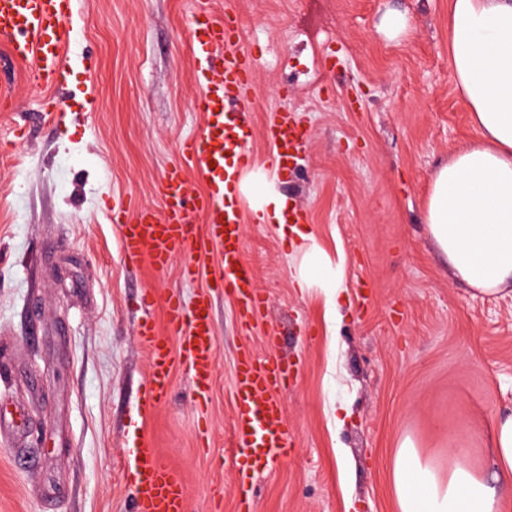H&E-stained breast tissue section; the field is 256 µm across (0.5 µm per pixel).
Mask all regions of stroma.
<instances>
[{
  "label": "stroma",
  "instance_id": "35a3bbf8",
  "mask_svg": "<svg viewBox=\"0 0 512 512\" xmlns=\"http://www.w3.org/2000/svg\"><path fill=\"white\" fill-rule=\"evenodd\" d=\"M193 2L77 0L55 116L25 133L15 124L43 95L24 68L0 69L12 92L0 111V403L27 420L0 432V512H133L123 460L138 435L183 476L189 512H237L246 487L254 512H398L390 464L404 438L431 458L456 445L481 461L496 412L512 406V295L452 279L424 222L436 166L477 137L450 71L448 0H210L236 11L253 59L254 165H270L261 132L273 110L310 131L277 189L346 256L341 318L328 334L321 294L292 286L286 239L235 200L264 316L243 332L232 298L217 295L206 404L181 364L171 399L143 419L133 300L154 289L150 316L165 330L163 298H191L220 264L212 250L193 281L181 256L161 273L125 264L110 220L116 197L161 208L165 169L201 130ZM390 9L410 23L395 42L378 30ZM245 345L299 368L278 394L294 447L249 480L230 441Z\"/></svg>",
  "mask_w": 512,
  "mask_h": 512
}]
</instances>
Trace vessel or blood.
Listing matches in <instances>:
<instances>
[{
    "instance_id": "vessel-or-blood-1",
    "label": "vessel or blood",
    "mask_w": 512,
    "mask_h": 512,
    "mask_svg": "<svg viewBox=\"0 0 512 512\" xmlns=\"http://www.w3.org/2000/svg\"><path fill=\"white\" fill-rule=\"evenodd\" d=\"M75 5L76 0H0V59L26 67L36 91L53 90L66 80ZM190 37L199 88L192 107L202 116L201 132L182 142L179 161L165 169L159 183L162 210L116 199L111 221L120 227L125 262L146 261L162 271L181 254L187 258L183 275L190 281L199 275L200 259L211 246H218L221 261L213 289L229 291L240 326L247 329L260 318L265 299L242 256L243 215L225 199L236 193L250 165L248 146L255 135L248 117L255 92L253 63L237 47L240 34L232 9L218 14L208 0H197ZM264 137L272 147L273 169L284 174L309 134L288 112L278 110L265 125ZM191 169L202 175L203 190L192 187L187 177ZM211 291L201 290L189 302L168 296L163 336L148 316L156 294L145 288L137 297L136 306L144 314L137 334L149 354L140 416L168 399L172 369L179 363L189 367L197 402H205L216 358ZM297 373V366L260 357L252 349L239 353L232 388V438L239 472L255 474L287 458L294 433L277 392ZM125 477L136 512H187L181 475L161 462L147 439L129 448Z\"/></svg>"
}]
</instances>
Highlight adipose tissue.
<instances>
[{
    "label": "adipose tissue",
    "instance_id": "ef3b65f1",
    "mask_svg": "<svg viewBox=\"0 0 512 512\" xmlns=\"http://www.w3.org/2000/svg\"><path fill=\"white\" fill-rule=\"evenodd\" d=\"M448 39L455 88L477 138L435 170L425 222L453 278L495 296L512 288V0H449ZM276 184L275 172L256 167L238 194L255 215H277L285 198ZM291 251L294 287L322 291L327 329L335 331L344 255L302 231ZM391 481L399 512H502L512 502V407L495 416L485 464L473 465L469 449L453 446L439 464L407 439Z\"/></svg>",
    "mask_w": 512,
    "mask_h": 512
}]
</instances>
